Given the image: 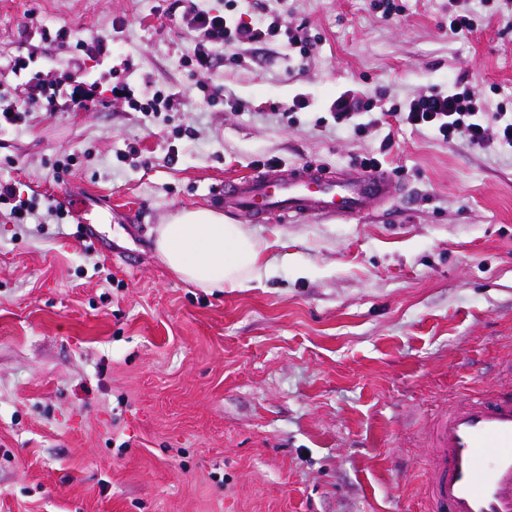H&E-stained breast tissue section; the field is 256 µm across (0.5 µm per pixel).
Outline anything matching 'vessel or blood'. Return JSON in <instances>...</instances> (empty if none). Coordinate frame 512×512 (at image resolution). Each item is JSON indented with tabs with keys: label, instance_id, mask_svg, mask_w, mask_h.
Returning <instances> with one entry per match:
<instances>
[{
	"label": "vessel or blood",
	"instance_id": "b4317fda",
	"mask_svg": "<svg viewBox=\"0 0 512 512\" xmlns=\"http://www.w3.org/2000/svg\"><path fill=\"white\" fill-rule=\"evenodd\" d=\"M392 185L381 170L354 168L336 178L305 165L225 183L221 194L226 209L256 219L333 218L368 213L372 203L390 199ZM427 434L425 512H512V387L467 396Z\"/></svg>",
	"mask_w": 512,
	"mask_h": 512
}]
</instances>
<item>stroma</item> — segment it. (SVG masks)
Segmentation results:
<instances>
[{"mask_svg":"<svg viewBox=\"0 0 512 512\" xmlns=\"http://www.w3.org/2000/svg\"><path fill=\"white\" fill-rule=\"evenodd\" d=\"M225 0H0V95L79 71L86 112L0 128V179L50 196L62 224L0 210V512H424L423 432L502 382L512 354V149L393 117L461 82L512 111V0H251L316 35L184 62L193 8ZM470 9L471 30L450 15ZM71 30L104 52L40 36ZM180 95L158 119L111 92ZM385 119L337 124L346 92ZM306 107L293 108L296 98ZM377 159L394 182L372 214L253 221L225 181ZM224 213L263 248L251 288L176 278L153 234L180 209Z\"/></svg>","mask_w":512,"mask_h":512,"instance_id":"1","label":"stroma"}]
</instances>
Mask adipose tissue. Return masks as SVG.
I'll return each mask as SVG.
<instances>
[{
  "label": "adipose tissue",
  "mask_w": 512,
  "mask_h": 512,
  "mask_svg": "<svg viewBox=\"0 0 512 512\" xmlns=\"http://www.w3.org/2000/svg\"><path fill=\"white\" fill-rule=\"evenodd\" d=\"M155 248L174 275L198 288H245L260 277V244L210 210H183L158 225Z\"/></svg>",
  "instance_id": "1"
}]
</instances>
